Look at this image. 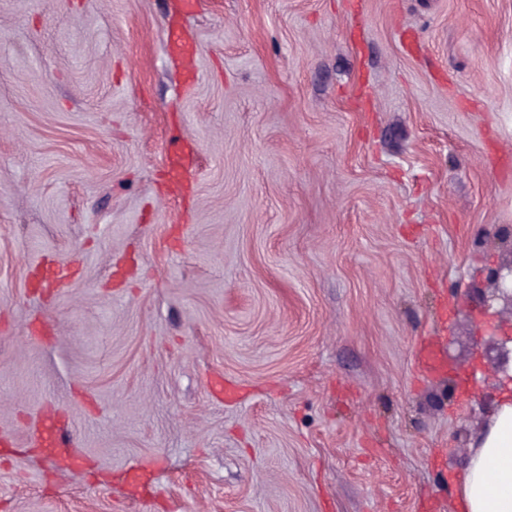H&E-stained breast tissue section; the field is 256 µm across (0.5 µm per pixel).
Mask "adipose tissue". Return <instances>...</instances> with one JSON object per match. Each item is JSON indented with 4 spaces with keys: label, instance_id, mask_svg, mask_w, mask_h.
I'll use <instances>...</instances> for the list:
<instances>
[{
    "label": "adipose tissue",
    "instance_id": "obj_1",
    "mask_svg": "<svg viewBox=\"0 0 512 512\" xmlns=\"http://www.w3.org/2000/svg\"><path fill=\"white\" fill-rule=\"evenodd\" d=\"M500 395L455 473L457 512H512V378L499 377Z\"/></svg>",
    "mask_w": 512,
    "mask_h": 512
}]
</instances>
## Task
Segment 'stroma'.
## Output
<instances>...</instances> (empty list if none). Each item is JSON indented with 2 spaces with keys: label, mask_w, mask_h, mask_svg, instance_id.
Listing matches in <instances>:
<instances>
[{
  "label": "stroma",
  "mask_w": 512,
  "mask_h": 512,
  "mask_svg": "<svg viewBox=\"0 0 512 512\" xmlns=\"http://www.w3.org/2000/svg\"><path fill=\"white\" fill-rule=\"evenodd\" d=\"M174 2L0 0V512H455L512 336V0H197L190 70ZM491 300H502L512 308V260L488 270ZM416 361L422 373L440 375L446 370V362L439 355L435 340L433 338L423 340L417 349ZM40 440L50 452L56 448L64 447V428L61 427L52 417L43 419L40 429Z\"/></svg>",
  "instance_id": "1"
}]
</instances>
